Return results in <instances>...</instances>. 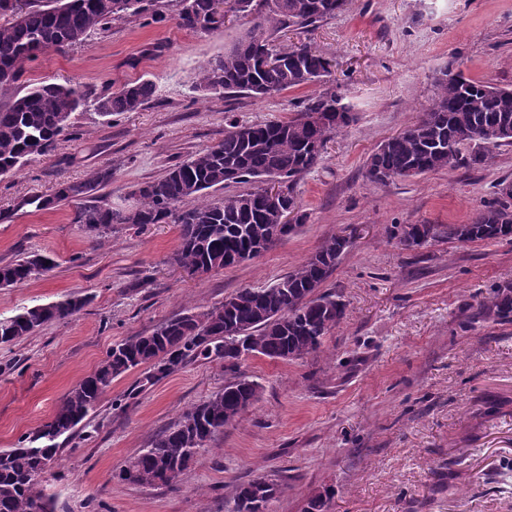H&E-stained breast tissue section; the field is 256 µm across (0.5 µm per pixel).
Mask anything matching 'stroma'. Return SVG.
<instances>
[{"instance_id": "1", "label": "stroma", "mask_w": 512, "mask_h": 512, "mask_svg": "<svg viewBox=\"0 0 512 512\" xmlns=\"http://www.w3.org/2000/svg\"><path fill=\"white\" fill-rule=\"evenodd\" d=\"M248 28L233 17L193 33L172 19L133 17L41 55L15 85L20 94L30 83L68 79L95 97L143 78L157 94L108 119L93 105L80 108L51 155L0 176V213L10 215L0 220V263L34 252L55 261L0 288V319L71 293L91 298L78 314L0 346V450L49 420L113 345L185 309L270 284L343 235L350 245L322 286L341 296V322L316 352L242 363L259 397L198 451L183 481L141 486L118 472L223 389L220 361L190 362L140 393L142 369L114 379L63 443L45 485L54 512H231L236 488L260 475L279 486L268 512H306L316 496L325 512H512V322L491 307L496 288L512 286V243L463 244L446 234L475 219L497 182L512 180V145L489 148L477 168L385 184L363 168L380 142L431 104L450 59L474 79L512 87V0H348L336 16L280 35L332 59L326 81L262 99L200 97L193 85L201 67ZM327 89L346 98L357 121L294 183L306 223L254 260L195 278L172 260L178 225L118 224L96 238L74 223L70 206H19L99 168L114 173L105 202L129 204L136 184L222 141L227 118L282 120ZM409 224H436L441 233L407 247L397 232Z\"/></svg>"}]
</instances>
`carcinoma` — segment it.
Returning <instances> with one entry per match:
<instances>
[{
	"label": "carcinoma",
	"instance_id": "cac0c4a2",
	"mask_svg": "<svg viewBox=\"0 0 512 512\" xmlns=\"http://www.w3.org/2000/svg\"><path fill=\"white\" fill-rule=\"evenodd\" d=\"M346 0H230L241 19L252 18L245 39L204 65L193 90L211 94L246 93L261 99L281 91L317 83L330 73V60L312 47L283 45L277 34L291 27L307 28L340 13ZM187 30L210 33L223 26L216 18L215 0H0V91L11 90L22 78L24 66L50 50L62 51L85 42L97 31L129 17L161 22L167 12ZM278 61L265 63L264 56ZM454 62L436 81L432 105L399 134L382 141L365 161L366 176L375 183L405 179L459 164L480 167L487 163L486 145L512 144V88L493 86L453 71ZM156 85L149 79L125 84L119 91L93 99L102 117L135 112L150 102ZM88 103L74 83L29 84L22 95L0 104V176L21 169L34 156L53 152L69 130L73 112ZM308 112H328L331 121L311 126ZM356 122L351 105L336 91L323 92L302 102L284 120L266 123L227 121L224 140L196 151L154 181L131 192L132 208H114L99 201L100 191L112 185L110 168L86 179L63 182L52 196L32 195L18 207L37 210L60 205L74 208L73 223L97 237L112 232L115 224H178L180 243L174 261L184 269L219 271L234 265L233 256L247 246L274 244L280 224L279 209L297 211L295 224L307 213L292 193L299 176L319 164L331 138ZM473 145L470 153L462 152ZM236 171L234 183L251 188L221 198H207L212 188L228 186L224 174ZM281 180L280 208L260 197L265 179ZM189 199L198 203L184 207ZM439 234L433 224H410L400 241L420 246ZM448 239L461 243L512 241V196L493 198L470 224L448 225ZM347 237L336 235L295 271L263 288H240L221 304L202 312L190 310L164 322L148 334L131 336L106 354L97 368L63 397L52 418L35 432L19 439L16 447L0 452V512H52L44 489L43 469L61 453L59 439H69L97 406L112 381L146 367L139 391L197 359L224 360L229 379L224 389L183 413L151 447L129 462L120 479L145 486L171 487L186 476L194 455L239 421L257 401L259 384L240 372L241 355L260 354L282 361L315 352L344 315L345 304L333 293L320 292L341 255ZM48 257L33 254L0 265V287L22 285L50 270ZM90 297L72 294L49 304L26 307L0 319V344H12L44 326L79 313ZM496 316L512 322V286L497 289ZM278 485L258 476L237 487L233 512H254L250 503L269 502Z\"/></svg>",
	"mask_w": 512,
	"mask_h": 512
}]
</instances>
